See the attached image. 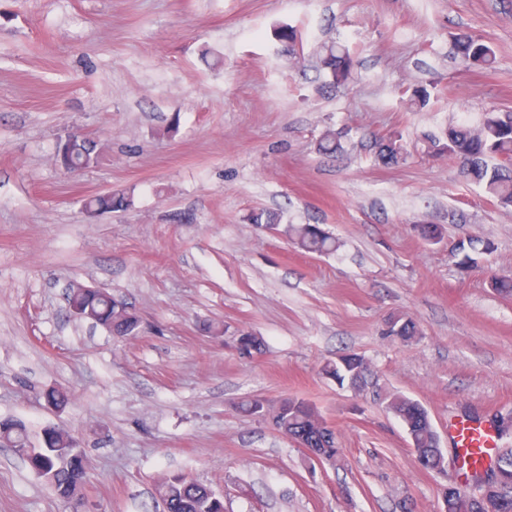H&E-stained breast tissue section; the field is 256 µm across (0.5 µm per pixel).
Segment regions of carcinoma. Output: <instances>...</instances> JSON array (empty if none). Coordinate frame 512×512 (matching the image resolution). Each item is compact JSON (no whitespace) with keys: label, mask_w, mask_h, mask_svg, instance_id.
I'll return each mask as SVG.
<instances>
[{"label":"carcinoma","mask_w":512,"mask_h":512,"mask_svg":"<svg viewBox=\"0 0 512 512\" xmlns=\"http://www.w3.org/2000/svg\"><path fill=\"white\" fill-rule=\"evenodd\" d=\"M457 56L469 67L490 68L495 63L494 50L482 39L460 34L454 42ZM319 67L329 83L341 86L352 75L353 59L343 45L331 44L320 57ZM343 133H328L319 143V151L334 155L343 151ZM422 142L428 154L455 159L465 177L482 186L485 193L504 206L512 205V112H484L475 125H450L441 133L425 132ZM405 149L396 135L380 140L378 159L386 165L404 160ZM86 206L92 211H120L127 207L121 193L92 196ZM286 233L300 249L308 253L328 254L338 249L336 240L314 224H290ZM69 306L79 320L100 324L115 336H131L140 326V318L128 306L109 292H99L78 286L70 290ZM386 334L411 342L420 335L416 321L404 314L390 316ZM264 340L251 331L237 339L236 349L244 358L263 352ZM365 359L358 354H343L327 361L323 373L339 385L360 387L366 376ZM47 403L62 408L70 400L68 391L51 388L45 392ZM249 415L269 418L272 426L291 439L299 440L312 449L320 463H333L341 448L335 431L329 427L312 403L288 397L270 405L262 399L239 404ZM388 409L405 425L416 459L427 470L443 473L447 461L439 448V437L427 409L418 401L393 396ZM0 437L15 448L26 450L31 467L44 480L53 494L68 504L85 499L86 484L84 451L64 429L49 427L41 436L39 446L30 447L25 427L13 420L0 422ZM501 460L498 473L485 479L487 468L470 472L472 487L457 491L446 485L442 488L444 512H512V448H496ZM159 495L164 512H224V500L209 486L182 474L165 475L159 481Z\"/></svg>","instance_id":"carcinoma-1"}]
</instances>
